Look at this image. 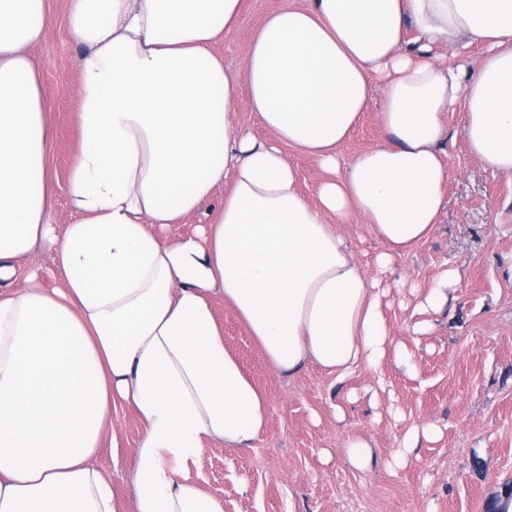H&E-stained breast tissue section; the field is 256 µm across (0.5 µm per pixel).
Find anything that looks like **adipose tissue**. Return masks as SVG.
<instances>
[{"instance_id": "adipose-tissue-1", "label": "adipose tissue", "mask_w": 512, "mask_h": 512, "mask_svg": "<svg viewBox=\"0 0 512 512\" xmlns=\"http://www.w3.org/2000/svg\"><path fill=\"white\" fill-rule=\"evenodd\" d=\"M242 0H69L81 46L76 223L55 234L50 107L29 46L46 0H0V512H122L96 463L113 408L144 426L131 453L133 512H224L180 466L203 442L246 449L269 405L226 348L223 296L274 369L314 365L336 383L379 368L389 341L379 282L337 224L386 246L380 272L428 239L450 177L444 112L465 108L472 156L512 178V0H308L255 32L243 69L210 52ZM486 53L446 65L436 46ZM246 90L274 135L231 105ZM383 138L347 165L338 149L374 97ZM296 149L326 177L298 189ZM224 188L208 224L169 241ZM335 224H327V215ZM63 273L17 282L45 246ZM232 108L245 120L251 132L260 139L271 138L270 132L263 127L255 117H252L249 109V101L246 90H240L237 98L232 103Z\"/></svg>"}]
</instances>
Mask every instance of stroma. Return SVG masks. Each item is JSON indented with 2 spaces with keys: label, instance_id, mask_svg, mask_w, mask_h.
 <instances>
[{
  "label": "stroma",
  "instance_id": "stroma-1",
  "mask_svg": "<svg viewBox=\"0 0 512 512\" xmlns=\"http://www.w3.org/2000/svg\"><path fill=\"white\" fill-rule=\"evenodd\" d=\"M287 0H243L236 30L213 46L226 65L243 68L253 33ZM55 24L30 47L50 99L54 147L49 171L56 188L50 222L74 215L66 181L74 161L81 48L67 24L69 0H46ZM463 108L444 113L454 139L443 162L450 172L446 207L430 238L398 258L383 278L391 344L380 373L357 370L342 385L316 366L277 373L233 306L211 300L224 342L265 395L266 431L252 448L204 443L182 467L189 481L224 502V512H486L512 481V179L470 153L461 134ZM382 136L381 105L373 103L339 149L353 161ZM337 230L368 276L384 245L356 220ZM460 283L448 312H418L428 288L445 270ZM407 351L405 372L396 361ZM436 425L438 436L415 456L393 464L410 427ZM143 430L127 408L112 412L98 462L125 512H132L129 454ZM368 440L378 463L352 467L348 439Z\"/></svg>",
  "mask_w": 512,
  "mask_h": 512
}]
</instances>
